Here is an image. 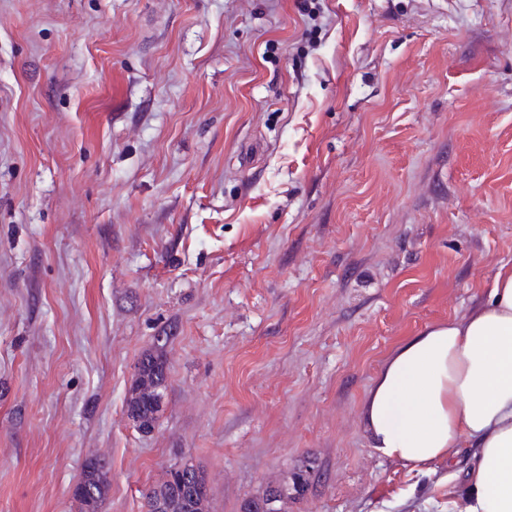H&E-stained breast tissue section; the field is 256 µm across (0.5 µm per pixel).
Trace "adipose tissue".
Returning a JSON list of instances; mask_svg holds the SVG:
<instances>
[{"label": "adipose tissue", "instance_id": "ef3b65f1", "mask_svg": "<svg viewBox=\"0 0 512 512\" xmlns=\"http://www.w3.org/2000/svg\"><path fill=\"white\" fill-rule=\"evenodd\" d=\"M362 413L372 448L414 469L471 449L468 468L448 471L462 512H512V266L481 308L401 344Z\"/></svg>", "mask_w": 512, "mask_h": 512}]
</instances>
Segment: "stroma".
<instances>
[{
  "label": "stroma",
  "mask_w": 512,
  "mask_h": 512,
  "mask_svg": "<svg viewBox=\"0 0 512 512\" xmlns=\"http://www.w3.org/2000/svg\"><path fill=\"white\" fill-rule=\"evenodd\" d=\"M0 0V512L190 461L212 512H448L369 446L393 351L512 263V0ZM171 330L151 433L126 400ZM108 463L102 458H92L86 465L73 497L82 509L94 511L103 501L108 486ZM288 501V483L271 486L259 497L248 500L243 512H283V505Z\"/></svg>",
  "instance_id": "obj_1"
}]
</instances>
